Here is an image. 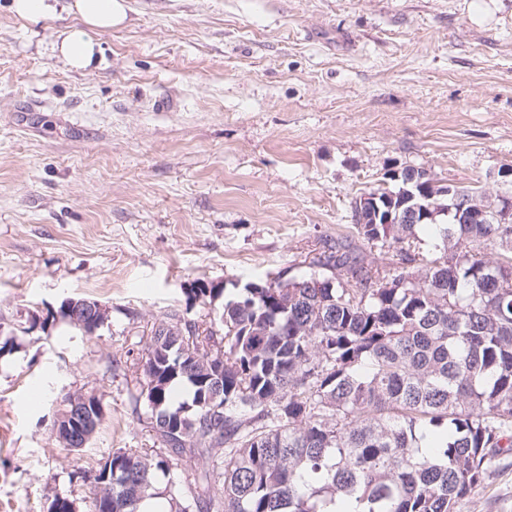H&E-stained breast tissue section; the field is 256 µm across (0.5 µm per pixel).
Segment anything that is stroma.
Returning a JSON list of instances; mask_svg holds the SVG:
<instances>
[{
    "label": "stroma",
    "instance_id": "stroma-1",
    "mask_svg": "<svg viewBox=\"0 0 512 512\" xmlns=\"http://www.w3.org/2000/svg\"><path fill=\"white\" fill-rule=\"evenodd\" d=\"M0 0V512H88L113 450L156 456L141 357L174 309L221 313L237 285L298 276L356 240L388 169L512 190V0H127L97 61L58 55L67 13ZM224 295L188 303L194 281ZM105 311L88 334L60 313ZM104 419L80 451L65 397ZM460 512H512L501 460ZM96 305L97 304L95 302L85 300H79L74 303L70 302L67 303V305L64 304L63 308L61 309V314L64 318H67L70 324H72L74 327L82 329L85 333H92L94 327L98 328L102 323V321L100 324H97L95 320L89 321V318L92 316L93 307H96ZM76 311L79 312V317H84V327L73 321V313Z\"/></svg>",
    "mask_w": 512,
    "mask_h": 512
}]
</instances>
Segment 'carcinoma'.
<instances>
[{
    "mask_svg": "<svg viewBox=\"0 0 512 512\" xmlns=\"http://www.w3.org/2000/svg\"><path fill=\"white\" fill-rule=\"evenodd\" d=\"M355 224L393 253L386 274L339 247L310 270L241 288L216 330L166 314L145 345L143 392L166 454L112 452L92 512H140L154 472L186 462L169 512H458L512 454V223ZM406 281L379 288L380 280ZM333 281L331 288L311 283ZM96 303L63 306L82 330ZM224 340L213 397L207 347ZM183 336V354L166 349ZM186 383L190 397L180 400Z\"/></svg>",
    "mask_w": 512,
    "mask_h": 512,
    "instance_id": "obj_1",
    "label": "carcinoma"
}]
</instances>
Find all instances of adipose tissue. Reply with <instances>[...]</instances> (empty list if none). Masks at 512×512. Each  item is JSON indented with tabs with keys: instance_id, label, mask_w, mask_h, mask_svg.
Here are the masks:
<instances>
[{
	"instance_id": "ef3b65f1",
	"label": "adipose tissue",
	"mask_w": 512,
	"mask_h": 512,
	"mask_svg": "<svg viewBox=\"0 0 512 512\" xmlns=\"http://www.w3.org/2000/svg\"><path fill=\"white\" fill-rule=\"evenodd\" d=\"M12 10L32 22L50 19L59 11L77 15L83 25L63 36L59 52L78 69L89 67L97 58L93 31L118 26L127 17L125 0H13Z\"/></svg>"
}]
</instances>
